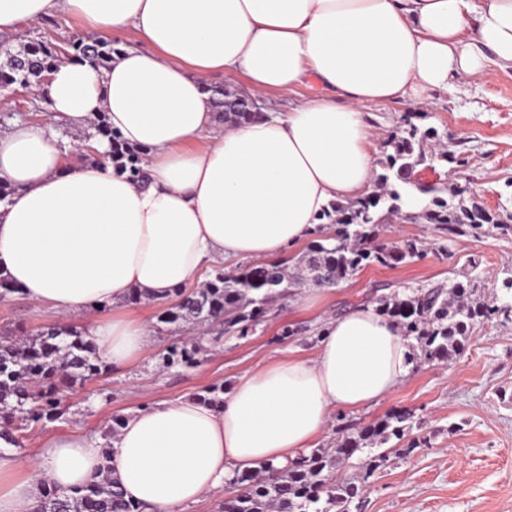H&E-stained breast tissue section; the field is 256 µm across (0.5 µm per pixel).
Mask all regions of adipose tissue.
Listing matches in <instances>:
<instances>
[{"mask_svg": "<svg viewBox=\"0 0 512 512\" xmlns=\"http://www.w3.org/2000/svg\"><path fill=\"white\" fill-rule=\"evenodd\" d=\"M64 15L123 33L107 66L58 63L45 119L0 132V271L29 301L80 314L131 291L165 300L205 267L270 260L312 236L324 209L371 192L366 103L417 101L449 79L512 70V0H0V32ZM243 75L250 95L315 84L285 112L215 119L211 73ZM105 115L143 150L145 178L109 161L66 163L55 123ZM90 334L115 365L147 346L129 313ZM410 342L372 304L327 319L312 357L242 375L215 407L195 396L124 418L113 470L145 512H186L235 473L284 468L318 447L333 415L378 403L408 377ZM103 441L50 435L23 462L0 438V512H33L44 482L79 488Z\"/></svg>", "mask_w": 512, "mask_h": 512, "instance_id": "1", "label": "adipose tissue"}]
</instances>
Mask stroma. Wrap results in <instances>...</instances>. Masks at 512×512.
<instances>
[{
	"label": "stroma",
	"mask_w": 512,
	"mask_h": 512,
	"mask_svg": "<svg viewBox=\"0 0 512 512\" xmlns=\"http://www.w3.org/2000/svg\"><path fill=\"white\" fill-rule=\"evenodd\" d=\"M93 39L77 21L54 15L21 22L6 47L14 52L42 43L56 53L72 41ZM364 110L372 126L374 161L389 153V142L405 121L435 128L448 160L435 172L424 173V180L440 176L446 185L461 186L465 202L478 203L496 217L512 215V70L493 66L486 77H458L447 88L427 91L420 101L368 104ZM46 111V97L12 86L0 100V131L17 120L42 119ZM379 239L390 246L418 240L423 254L392 268L367 267L330 287L320 308L323 317L374 300L381 286L399 294L459 279L473 260L479 264L487 299H500L512 278L510 237L462 236L448 245L447 257L439 252L440 233L420 221L388 225ZM166 306L163 300L120 302V309L146 322L150 345L132 364L103 365L100 375L75 385L64 419L20 432L19 456L32 460L40 438L48 433L79 431L98 438L113 416L194 396L213 386L232 389L241 375L257 369L267 357L290 349L306 357L317 342L316 326L301 320L286 301L247 338H206L196 367L167 368L162 364L164 349L181 337L196 335L197 328L160 327L158 316ZM58 321L56 314L34 309L19 294L0 302V333L30 335ZM287 325L297 328L296 336L283 337ZM395 409L413 412L417 434L426 444L408 459H390L371 478L362 499L351 504L350 512H512V323L495 319L475 325L471 339L452 360L412 366L391 396L344 412L343 418L360 427Z\"/></svg>",
	"instance_id": "obj_1"
}]
</instances>
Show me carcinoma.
Instances as JSON below:
<instances>
[{
    "label": "carcinoma",
    "instance_id": "obj_1",
    "mask_svg": "<svg viewBox=\"0 0 512 512\" xmlns=\"http://www.w3.org/2000/svg\"><path fill=\"white\" fill-rule=\"evenodd\" d=\"M107 41L70 45L69 54L79 61L107 62L112 55ZM54 54L42 45L22 55H10L6 69L0 70L4 84L29 83L40 79L52 66ZM96 138L109 143L111 161L124 157L118 167L134 178L144 177L141 151L124 146L112 134L104 116L97 117ZM437 137L432 129L410 124L390 143L392 152L381 162L384 172L376 177L378 190L347 205L336 203L323 212L329 234L316 232L307 252L295 264L288 260L241 265L225 272L216 269L203 287L176 290L177 301L158 316L163 324L182 322L219 323L223 334L244 339L267 317L273 305L297 294L310 279L322 286L343 282L370 265L391 267L421 257V247L413 240L387 246L376 242L378 232L390 215L405 214L408 221L422 219L446 234L456 237L497 231L512 235V224L492 223L476 203L455 204L445 198L448 187H421L430 196L422 203L410 194L409 176L417 167L448 161L443 148L424 149ZM481 277L468 274L464 279L416 288L410 292L376 300L375 311L393 322L411 341L413 356L425 361H447L459 353L471 337L474 326L499 316V304L480 299ZM203 341L189 338L173 344L163 353L167 366L192 368L198 364ZM102 360L86 335L70 330L61 335L55 328L40 330L26 338L0 337V418L24 415L32 423L60 420L67 411V392L77 381H86L101 371ZM413 414L395 411L357 429L336 425V440L328 448H318L301 456L286 469L270 466L234 475L229 485L237 493L224 499L221 512H347L359 498L365 483L389 459V453L409 456L421 440L411 430ZM399 444L383 451L391 440ZM368 449L362 474L353 481L338 482L333 473L342 460ZM380 452H374V449ZM112 457L103 454L98 476L85 486L64 492L51 483L34 512H141V507L125 499L117 481L110 477Z\"/></svg>",
    "mask_w": 512,
    "mask_h": 512
}]
</instances>
